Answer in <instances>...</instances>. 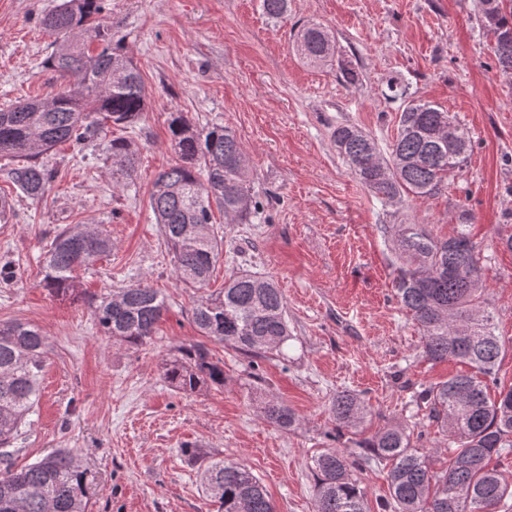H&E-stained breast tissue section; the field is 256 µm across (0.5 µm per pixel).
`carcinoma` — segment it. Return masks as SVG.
<instances>
[{"label":"carcinoma","instance_id":"1","mask_svg":"<svg viewBox=\"0 0 512 512\" xmlns=\"http://www.w3.org/2000/svg\"><path fill=\"white\" fill-rule=\"evenodd\" d=\"M289 0H262L271 19L288 15ZM103 0H62L42 19L55 36L56 49L43 61L67 84L46 100L19 101L0 108V154L24 159L7 179L24 195L36 198L55 178L38 162L61 143L81 145L100 134L105 121L126 129L145 110L147 92L141 74L112 32L100 23ZM483 34L489 37L499 68L512 72V0H480ZM98 44L100 50L91 49ZM293 48L308 64L322 65L336 56V45L320 23L298 31ZM449 112L424 100L408 101L399 113L397 134L382 154L378 142L356 126L333 131L336 150L351 173L375 195L387 200L436 195L448 174L462 168L471 139L448 143L441 128ZM171 146L178 162L158 174L150 206L169 250L178 281L202 288L210 280L222 239L213 210L227 224H242L257 209L252 193L250 158L235 133L222 125L197 128L181 112L170 113ZM112 175L118 189L132 180L138 149L126 137L111 143ZM398 262L395 297L411 314L424 337L423 354L432 361L454 359L475 372L457 374L414 394L417 405L448 434V464L436 470L438 451L420 453L410 443L407 426L386 424L357 451L331 448L313 461L314 512H367L365 490L352 469L375 461L389 464L387 483L394 512H496L512 498V485L490 466L493 456L512 449V388L488 397L502 352L492 318L480 310L483 274L479 253L467 225L453 237L437 239L422 224L388 227ZM112 252V239L100 228L77 224L57 232L45 260L42 287L56 297L79 293L77 271ZM102 335L126 346L152 339L166 310L165 298L145 283L112 290L89 302ZM192 320L201 335L250 357L283 353L292 339L287 302L270 278L239 272L224 288L195 304ZM48 337L22 322L0 324V512H88L91 472L79 451L58 448L15 471L10 459L20 428L34 412L39 381L46 366ZM174 388L193 392L203 385H224V366L203 344L180 346L165 364ZM331 412L340 427L358 429L368 415L354 393L336 394ZM260 413L281 429L298 424L295 413L278 400H265ZM182 452L199 463L205 493L218 512H274L271 498L251 470L237 462L211 460L195 446Z\"/></svg>","mask_w":512,"mask_h":512}]
</instances>
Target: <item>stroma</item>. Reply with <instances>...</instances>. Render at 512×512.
Returning <instances> with one entry per match:
<instances>
[{
    "mask_svg": "<svg viewBox=\"0 0 512 512\" xmlns=\"http://www.w3.org/2000/svg\"><path fill=\"white\" fill-rule=\"evenodd\" d=\"M61 0H0V105L47 98L62 81L42 62L53 38L43 15ZM479 0H291L279 20L260 0H105L100 16L136 62L148 90L145 110L126 137L138 146L133 184L113 187L104 145H57L41 160L56 172L46 193L29 198L6 172L0 194L13 202L0 224V323L39 326L48 337L41 395L14 445L15 467L57 448L77 449L94 475L89 512H217L206 497L187 444L246 465L266 487L276 512H313V459L352 448L364 434L337 430L330 402L357 394L370 408L368 431L399 422L419 452L448 439L415 391L460 371L431 362L397 302L388 224H422L435 237L462 222L482 257L483 310L504 349L490 392L512 386V73L496 64L479 21ZM317 22L336 57L306 65L292 49L294 30ZM358 72L344 81L341 66ZM442 106L466 128V164L431 197L391 203L353 177L332 141L352 125L388 148L400 99ZM181 112L198 127H229L247 152L257 211L225 224L224 250L210 289L226 274L250 270L284 292L293 335L285 356L251 360L202 340L191 320L199 290L177 281L149 205L158 173L175 164L168 118ZM88 224L112 238V252L78 270L83 299L52 296L41 281L57 230ZM138 281L159 288L167 311L153 340L131 348L101 336L86 297ZM206 342L224 364L225 383L193 393L172 388L164 362L177 347ZM284 402L299 417L290 430L267 423L256 397Z\"/></svg>",
    "mask_w": 512,
    "mask_h": 512,
    "instance_id": "35a3bbf8",
    "label": "stroma"
}]
</instances>
